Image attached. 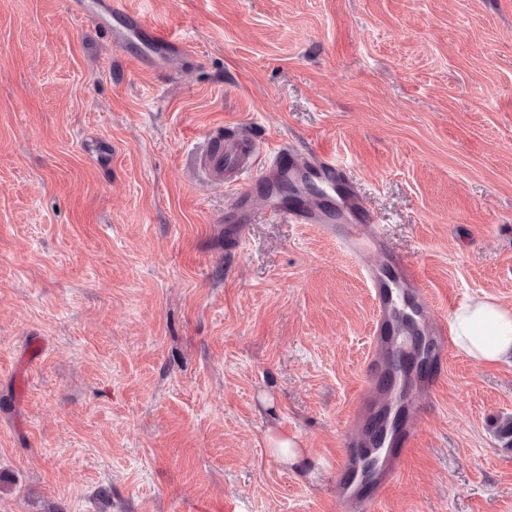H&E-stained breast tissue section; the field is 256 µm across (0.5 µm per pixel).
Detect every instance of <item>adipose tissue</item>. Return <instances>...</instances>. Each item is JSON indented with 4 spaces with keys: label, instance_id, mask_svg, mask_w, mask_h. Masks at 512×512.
<instances>
[{
    "label": "adipose tissue",
    "instance_id": "ef3b65f1",
    "mask_svg": "<svg viewBox=\"0 0 512 512\" xmlns=\"http://www.w3.org/2000/svg\"><path fill=\"white\" fill-rule=\"evenodd\" d=\"M456 345L476 363L512 356V311L485 299L461 304L451 318Z\"/></svg>",
    "mask_w": 512,
    "mask_h": 512
}]
</instances>
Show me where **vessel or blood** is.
Listing matches in <instances>:
<instances>
[{
  "label": "vessel or blood",
  "mask_w": 512,
  "mask_h": 512,
  "mask_svg": "<svg viewBox=\"0 0 512 512\" xmlns=\"http://www.w3.org/2000/svg\"><path fill=\"white\" fill-rule=\"evenodd\" d=\"M70 5L79 17L110 24L114 45L136 64L171 71L191 56L185 41L162 35L126 0H70ZM199 169L209 181L239 183L231 206L238 224L250 223L253 200L261 198L272 216L321 225L360 267L375 315L365 385L337 462L336 512H379L417 441L412 420L436 400L454 346L450 325L430 320L416 266L386 250L376 215L336 157L290 142L263 157L252 130L243 128L232 136L211 134Z\"/></svg>",
  "instance_id": "obj_1"
}]
</instances>
